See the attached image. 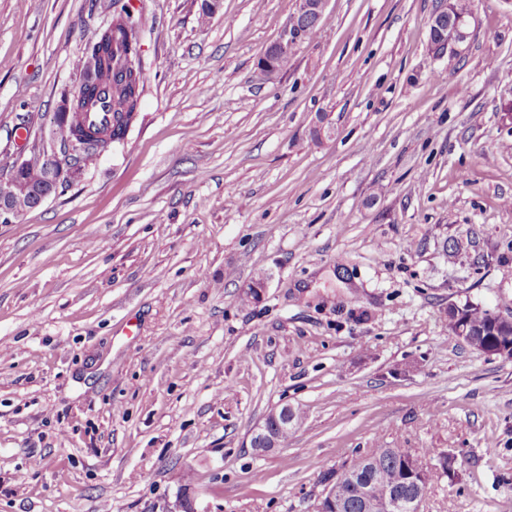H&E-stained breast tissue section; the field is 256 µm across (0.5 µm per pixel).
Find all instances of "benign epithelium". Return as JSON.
<instances>
[{"instance_id": "obj_1", "label": "benign epithelium", "mask_w": 512, "mask_h": 512, "mask_svg": "<svg viewBox=\"0 0 512 512\" xmlns=\"http://www.w3.org/2000/svg\"><path fill=\"white\" fill-rule=\"evenodd\" d=\"M324 10V0H298V7L292 19L283 27L278 44L288 47V43L299 39L302 30L299 29V20H314ZM448 8L443 6L431 17L429 26L433 31L442 32V39L437 45L436 54L442 55L447 51H456L458 47L466 42L469 36L468 20L461 16L454 22L446 21ZM84 98V88L77 86L63 104V112L58 117L59 134L61 141L73 140L72 123L70 115L77 112ZM30 156L19 157L10 174L0 178V224H15L21 217V212L15 206V200L21 196H27L31 200L32 207L37 208L46 202L52 195L47 189H32L18 177V172L26 164L36 158L44 165L47 179L54 182L69 174L64 160L55 153H47L36 144L28 146ZM292 408L285 404L270 411L264 421L257 425L251 433L250 447L255 451L264 453L279 446L277 438L271 433L270 422H281L287 420Z\"/></svg>"}]
</instances>
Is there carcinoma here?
Instances as JSON below:
<instances>
[{
    "mask_svg": "<svg viewBox=\"0 0 512 512\" xmlns=\"http://www.w3.org/2000/svg\"><path fill=\"white\" fill-rule=\"evenodd\" d=\"M143 20L130 15L125 7L113 10L112 34L107 42L96 39L90 43L81 56L82 83L86 88L85 99L94 104L101 95L112 96V122L104 124L110 129L111 141L99 137V127L89 125L84 115L77 116L76 145L72 147L73 166H86L111 143L122 142L136 115L138 105L131 100L132 84L143 87V67L138 53L139 35ZM107 72L112 73V85L101 86V79ZM20 176L32 185L43 181L44 172L38 162L27 164ZM462 314L470 327L472 339L477 341L508 342L512 330L506 331L491 318V310L467 302L459 311L448 310V329L456 331L454 319ZM357 459L367 461L357 473L341 478L339 473L325 476L324 482L341 483L342 507L339 512H367L365 491L375 496L386 493L398 501L397 512H419L430 480L429 461L425 455L408 448H370L359 454Z\"/></svg>",
    "mask_w": 512,
    "mask_h": 512,
    "instance_id": "carcinoma-1",
    "label": "carcinoma"
}]
</instances>
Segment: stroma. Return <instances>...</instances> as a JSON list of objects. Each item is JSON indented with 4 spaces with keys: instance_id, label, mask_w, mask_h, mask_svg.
I'll return each mask as SVG.
<instances>
[{
    "instance_id": "35a3bbf8",
    "label": "stroma",
    "mask_w": 512,
    "mask_h": 512,
    "mask_svg": "<svg viewBox=\"0 0 512 512\" xmlns=\"http://www.w3.org/2000/svg\"><path fill=\"white\" fill-rule=\"evenodd\" d=\"M441 2L326 0L269 79L297 0H130L126 139L0 224V512H314L327 473L396 445L435 463L422 512H512V361L446 318H512V7L476 0L439 57ZM111 20L0 0V176L17 128L58 149ZM284 403L301 425L256 453ZM446 15H448L447 4L441 6L429 22L432 32L438 30L442 33V39L437 45V55L445 54L448 49L450 52L456 51L461 44L466 42L469 36L468 20L464 16L459 17L455 23L452 20L449 21L443 31V26L446 19H448ZM84 98V88L79 84L69 95L63 104V112L58 117L59 134L62 142H69L74 139L72 135V126L70 115L78 111L79 106ZM290 404L282 405L270 411L262 424H258L251 433L250 446L256 452L264 453L272 448H277L279 442L277 438L271 433L270 422H281L287 420L291 411L293 410Z\"/></svg>"
}]
</instances>
